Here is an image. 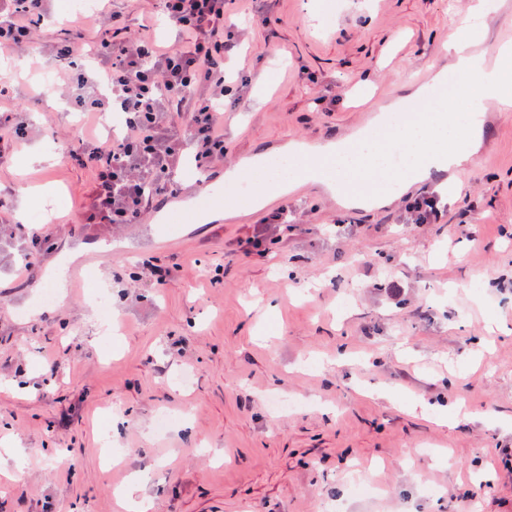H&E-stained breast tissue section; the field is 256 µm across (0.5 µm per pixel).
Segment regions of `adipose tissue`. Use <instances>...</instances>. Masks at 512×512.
I'll list each match as a JSON object with an SVG mask.
<instances>
[{
	"label": "adipose tissue",
	"instance_id": "1",
	"mask_svg": "<svg viewBox=\"0 0 512 512\" xmlns=\"http://www.w3.org/2000/svg\"><path fill=\"white\" fill-rule=\"evenodd\" d=\"M480 37L467 29L450 27L442 55L448 69L460 77L452 102L438 101L423 88L405 85L402 96L388 104L424 108L425 114L383 136H364L357 142L313 145L301 154L303 166L319 172L316 184L326 191L373 206L391 203L392 185L408 187L429 179L432 168H464L483 145V112L512 110V50L500 48L493 66L473 53Z\"/></svg>",
	"mask_w": 512,
	"mask_h": 512
}]
</instances>
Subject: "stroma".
I'll list each match as a JSON object with an SVG mask.
<instances>
[{
	"label": "stroma",
	"mask_w": 512,
	"mask_h": 512,
	"mask_svg": "<svg viewBox=\"0 0 512 512\" xmlns=\"http://www.w3.org/2000/svg\"><path fill=\"white\" fill-rule=\"evenodd\" d=\"M468 2L234 0L242 50L226 66L243 87L224 107V166L350 134L354 99L381 105L437 64L449 21L495 54L512 0L474 21ZM125 5L133 35L182 44L142 26L155 0ZM103 34L44 24L23 65H0L28 124L0 165L7 212L27 204L50 234L34 247L0 223V512H123L137 475L155 512H512V112L488 118L440 223L408 224L404 196L332 208L310 187L279 196L296 222L268 253L241 247L263 209L172 242L163 224L84 221L86 117L53 52ZM38 147L53 165H26ZM98 290L123 323L110 340L89 317ZM420 394L471 416L436 427L405 411Z\"/></svg>",
	"instance_id": "35a3bbf8"
}]
</instances>
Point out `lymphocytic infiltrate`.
I'll use <instances>...</instances> for the list:
<instances>
[{
    "mask_svg": "<svg viewBox=\"0 0 512 512\" xmlns=\"http://www.w3.org/2000/svg\"><path fill=\"white\" fill-rule=\"evenodd\" d=\"M46 0H0V48L28 47L45 20ZM230 0H158V14L186 37L161 50L155 41L127 40L123 12L105 15L108 40L98 42L97 70L79 69L70 49L60 59L65 89L84 113L122 115V134L82 148L92 171L83 214L89 224H135L151 201L171 194L173 168L193 155L205 169L224 157V99L231 93L224 60L238 45L224 39Z\"/></svg>",
    "mask_w": 512,
    "mask_h": 512,
    "instance_id": "1",
    "label": "lymphocytic infiltrate"
}]
</instances>
